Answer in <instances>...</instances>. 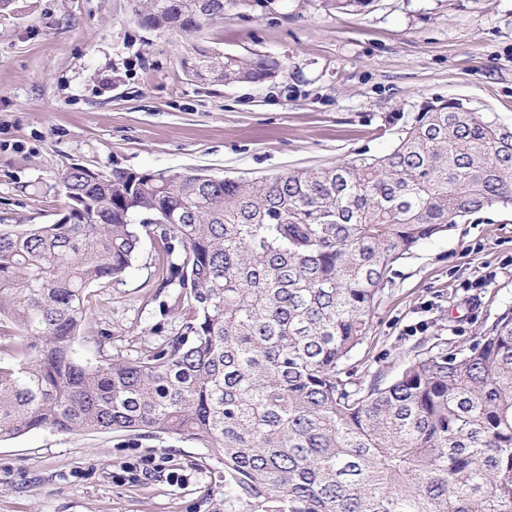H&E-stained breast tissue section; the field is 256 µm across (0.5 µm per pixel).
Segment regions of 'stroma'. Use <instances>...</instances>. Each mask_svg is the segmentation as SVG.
Listing matches in <instances>:
<instances>
[{
  "label": "stroma",
  "mask_w": 512,
  "mask_h": 512,
  "mask_svg": "<svg viewBox=\"0 0 512 512\" xmlns=\"http://www.w3.org/2000/svg\"><path fill=\"white\" fill-rule=\"evenodd\" d=\"M280 60L262 84L194 78L192 44ZM460 98L512 126V0H372L327 13L280 0L187 36L143 27L130 0H15L0 13V229L54 224L75 164L200 169L251 181L388 151L424 102ZM142 243L120 282L91 288L80 360H131L180 318ZM512 307V209L493 207L394 264L360 370L393 379L425 330L470 340ZM206 449L109 433L0 440V512H224Z\"/></svg>",
  "instance_id": "35a3bbf8"
}]
</instances>
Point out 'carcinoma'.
Returning <instances> with one entry per match:
<instances>
[{"instance_id": "carcinoma-1", "label": "carcinoma", "mask_w": 512, "mask_h": 512, "mask_svg": "<svg viewBox=\"0 0 512 512\" xmlns=\"http://www.w3.org/2000/svg\"><path fill=\"white\" fill-rule=\"evenodd\" d=\"M151 29L266 14L277 0H131ZM370 0H320L358 12ZM200 80L259 84L284 65L199 44ZM460 99L422 105L397 144L254 181L88 167L74 224L0 232V437H161L207 450L224 512H512V308L471 342L435 333L389 382L359 377L391 266L448 225L512 207V128ZM153 240L183 331L139 358L74 355L89 289Z\"/></svg>"}]
</instances>
